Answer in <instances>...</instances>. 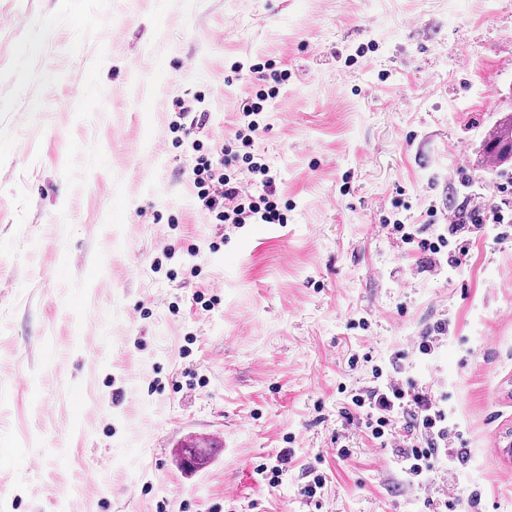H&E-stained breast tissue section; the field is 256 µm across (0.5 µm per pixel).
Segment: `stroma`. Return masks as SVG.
<instances>
[{
	"label": "stroma",
	"instance_id": "1",
	"mask_svg": "<svg viewBox=\"0 0 512 512\" xmlns=\"http://www.w3.org/2000/svg\"><path fill=\"white\" fill-rule=\"evenodd\" d=\"M258 60L288 74L251 146L288 221L237 229L191 174ZM180 101L208 121L172 132ZM508 111L512 0H0V512H427L340 392L399 350L470 450L437 481L512 512V236L453 270L383 222L491 203ZM486 152L502 165L512 162V113L500 118L498 125L489 134ZM448 318L436 320L421 336L414 340L412 352L421 358H432L440 348L444 339L448 338Z\"/></svg>",
	"mask_w": 512,
	"mask_h": 512
}]
</instances>
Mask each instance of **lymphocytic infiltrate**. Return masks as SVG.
<instances>
[{"instance_id": "f902f5d3", "label": "lymphocytic infiltrate", "mask_w": 512, "mask_h": 512, "mask_svg": "<svg viewBox=\"0 0 512 512\" xmlns=\"http://www.w3.org/2000/svg\"><path fill=\"white\" fill-rule=\"evenodd\" d=\"M251 71L265 87L244 102L241 108L244 125L234 141L225 144L222 161L216 163L202 155L193 169L197 197L217 224L240 226L288 221L279 205L276 174L264 158L249 151L259 128L257 115L263 112L265 102L276 96L277 86L288 75L269 62L254 64ZM237 162L244 164L248 174L257 176L261 194H252L232 172L231 167ZM493 191L498 198L495 206L449 211L447 224L442 225L435 238L416 237L410 225L398 219L393 221L392 228L403 243L427 255L430 263L444 260L449 267H459L469 252L464 234L482 230L488 224L512 222V181L495 183ZM406 355L395 353L384 365L373 367L371 385L350 390L348 398L353 407L366 409V427L371 438L392 449L409 484L425 489L441 466L454 471L467 465L470 452L460 444L463 434L448 409L447 394H432L427 387L405 377Z\"/></svg>"}]
</instances>
